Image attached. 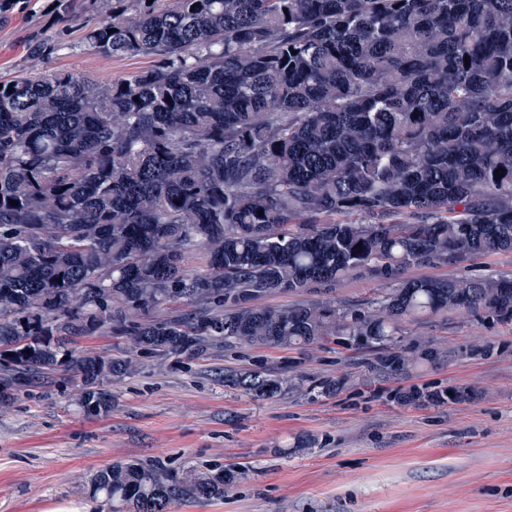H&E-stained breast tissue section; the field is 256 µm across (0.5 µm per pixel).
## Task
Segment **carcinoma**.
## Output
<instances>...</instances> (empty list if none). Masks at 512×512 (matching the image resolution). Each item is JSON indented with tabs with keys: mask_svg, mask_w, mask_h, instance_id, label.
<instances>
[{
	"mask_svg": "<svg viewBox=\"0 0 512 512\" xmlns=\"http://www.w3.org/2000/svg\"><path fill=\"white\" fill-rule=\"evenodd\" d=\"M103 2L85 49L154 64L0 82V409L61 369L78 409L107 415L141 353L345 336L403 372L407 323L512 324V276H405L512 253V0ZM77 7L58 0L57 37ZM356 274L390 287L330 296ZM277 293L308 298L259 304ZM100 329L128 353L67 347ZM245 471L119 462L85 492L112 512L204 508Z\"/></svg>",
	"mask_w": 512,
	"mask_h": 512,
	"instance_id": "1",
	"label": "carcinoma"
}]
</instances>
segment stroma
<instances>
[{"mask_svg": "<svg viewBox=\"0 0 512 512\" xmlns=\"http://www.w3.org/2000/svg\"><path fill=\"white\" fill-rule=\"evenodd\" d=\"M0 13V80L66 71L102 83L151 58L84 49V17L40 58L55 0ZM430 276L512 274V253L430 267ZM438 347V364L380 371L386 351L337 338L303 349L234 345L191 360L144 356V371L113 380L110 415L86 417L65 372L0 411V512H111L84 493L117 461L205 472L245 465L247 477L206 512H512V325L451 314L409 324ZM304 376L302 390L258 399L225 386V371ZM335 380V394L319 395ZM464 388L460 403L418 406L402 394Z\"/></svg>", "mask_w": 512, "mask_h": 512, "instance_id": "stroma-1", "label": "stroma"}]
</instances>
